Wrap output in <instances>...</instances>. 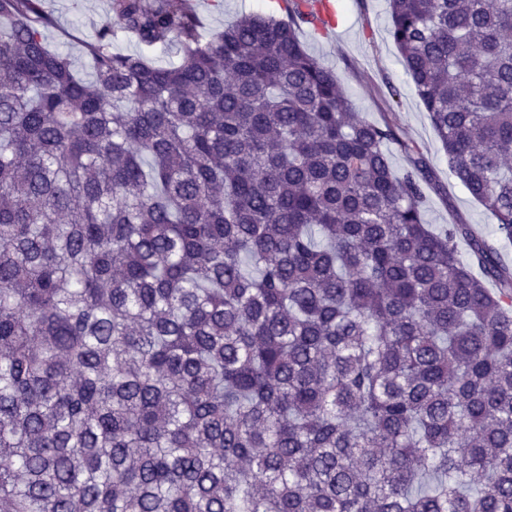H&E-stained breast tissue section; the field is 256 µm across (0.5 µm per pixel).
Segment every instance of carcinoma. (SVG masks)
Here are the masks:
<instances>
[{"label":"carcinoma","mask_w":512,"mask_h":512,"mask_svg":"<svg viewBox=\"0 0 512 512\" xmlns=\"http://www.w3.org/2000/svg\"><path fill=\"white\" fill-rule=\"evenodd\" d=\"M43 2L0 0V512H512V269L306 51L329 0H111L89 78ZM388 4L512 242V0ZM191 3L204 22L206 33L224 29L243 14L281 16L277 0H191ZM112 50L114 52L121 53H139L145 52L149 54L155 62L160 65H166L169 62H176L177 57L174 53L175 50H171L164 47H155V48H145L140 45L134 39L126 38L123 36H119L112 45Z\"/></svg>","instance_id":"obj_1"}]
</instances>
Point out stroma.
I'll return each instance as SVG.
<instances>
[{"instance_id":"1","label":"stroma","mask_w":512,"mask_h":512,"mask_svg":"<svg viewBox=\"0 0 512 512\" xmlns=\"http://www.w3.org/2000/svg\"><path fill=\"white\" fill-rule=\"evenodd\" d=\"M208 32H217L244 14H279L277 0H191ZM109 0H44L55 18L46 32L50 45L66 50L83 76L91 70L83 40L91 36L109 10ZM337 24L320 35L303 27L300 38L308 52L332 68L356 110L369 121L391 119L402 139L424 155L433 187L427 190L426 219L439 226L458 217L494 242L512 267V244L499 237L489 213L452 177L448 157L429 116L406 74L399 51L389 35L387 0H332Z\"/></svg>"}]
</instances>
